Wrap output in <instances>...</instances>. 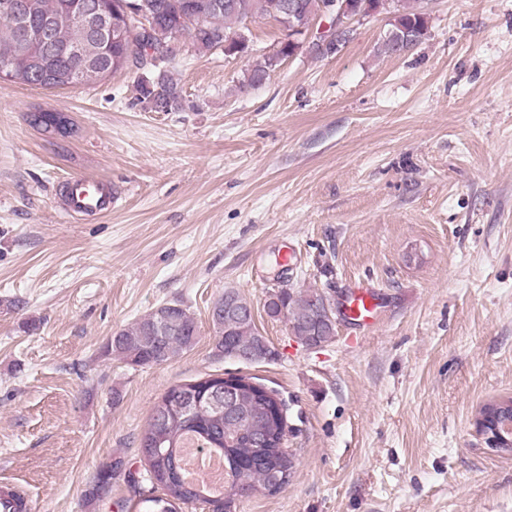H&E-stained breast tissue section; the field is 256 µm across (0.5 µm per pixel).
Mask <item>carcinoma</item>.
I'll return each mask as SVG.
<instances>
[{
    "mask_svg": "<svg viewBox=\"0 0 512 512\" xmlns=\"http://www.w3.org/2000/svg\"><path fill=\"white\" fill-rule=\"evenodd\" d=\"M24 12L26 27L34 34L48 24L68 14L80 3L84 6L112 5L115 0H15ZM134 9L146 7L152 14L148 39L130 30L125 43L109 45L100 65L89 66L73 80V66L67 45L84 42L87 33L77 26H66L57 39H34L27 52H20L19 34L13 19L0 13V61H15L4 79L29 87L64 89L77 82L85 84L102 79L121 69L131 56L149 49H164L175 33L190 35L198 50L214 48L220 34H229L246 27L247 21L273 19L281 13L285 0H134ZM391 32L384 34L380 52L394 53L395 39L390 33L405 29L428 28V17L422 0H397ZM274 55H253L245 82L249 86L262 83V78L275 71ZM155 108L167 112L177 108L181 88L166 70L158 71L153 89ZM318 292L298 293L280 288L269 294L264 307L266 314L289 325L293 336L306 346H323L336 336V324L316 317L315 300ZM234 303L239 308L250 305L236 288H226L211 306L214 349L222 356L249 354L254 361L273 358L267 339L258 331L254 317L243 316L224 321V308ZM199 330L194 317L178 301L158 305L141 317L112 334L102 346L101 355L117 357L131 367L165 363L192 349L198 342ZM240 390V399L233 411L224 413V405L208 406L193 414L180 409L186 396L199 395L203 384L194 381L171 387L155 404L148 428L140 439V450L146 461L143 482L151 485L157 495L137 500L138 512H183V508L204 505L209 512H236L235 502L240 492L261 491L273 494L288 485L295 470L294 458L283 448L286 436L287 408L273 391L266 390L243 376H232ZM494 413L487 429L503 427L512 422V397L482 405L476 416ZM264 442L256 443L257 436ZM191 436L199 447L217 453L224 459V474L229 491L221 495L209 493L204 482L186 480L183 468L182 441ZM124 458H112L108 470H100L86 483L83 506L87 509L106 499L112 492V481L125 474L121 469ZM281 476V482L270 483L271 474Z\"/></svg>",
    "mask_w": 512,
    "mask_h": 512,
    "instance_id": "obj_1",
    "label": "carcinoma"
}]
</instances>
